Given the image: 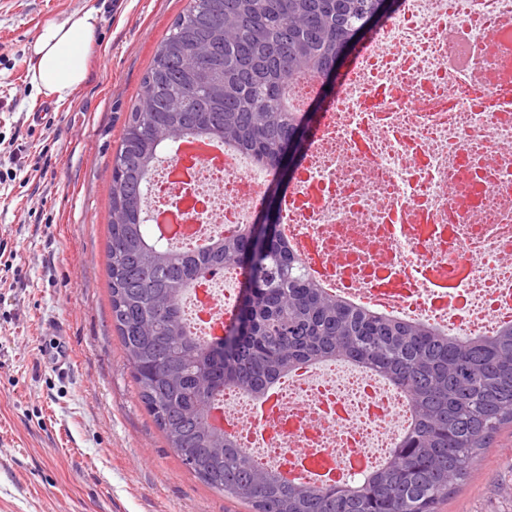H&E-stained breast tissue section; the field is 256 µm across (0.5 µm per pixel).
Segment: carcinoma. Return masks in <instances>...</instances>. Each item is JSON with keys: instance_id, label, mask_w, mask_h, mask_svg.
Listing matches in <instances>:
<instances>
[{"instance_id": "cac0c4a2", "label": "carcinoma", "mask_w": 512, "mask_h": 512, "mask_svg": "<svg viewBox=\"0 0 512 512\" xmlns=\"http://www.w3.org/2000/svg\"><path fill=\"white\" fill-rule=\"evenodd\" d=\"M398 0H189L157 44L112 159L107 269L112 319L167 444L211 489L253 512H435L512 423V323L455 336L356 307L325 291L278 230L326 89L350 50ZM316 80L317 104L289 106L287 88ZM205 135L269 174L259 221L200 246L173 248L146 223L143 184L161 152ZM245 273L224 342L195 335L182 309L197 278ZM365 368L402 393L411 422L389 456L347 485L288 482L206 413L234 388L271 392L302 365Z\"/></svg>"}]
</instances>
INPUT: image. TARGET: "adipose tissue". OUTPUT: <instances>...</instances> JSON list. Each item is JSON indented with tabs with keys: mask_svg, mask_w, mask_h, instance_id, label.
<instances>
[{
	"mask_svg": "<svg viewBox=\"0 0 512 512\" xmlns=\"http://www.w3.org/2000/svg\"><path fill=\"white\" fill-rule=\"evenodd\" d=\"M95 23V13L87 11L42 28L30 47L31 82L40 93L65 101L81 86Z\"/></svg>",
	"mask_w": 512,
	"mask_h": 512,
	"instance_id": "ef3b65f1",
	"label": "adipose tissue"
}]
</instances>
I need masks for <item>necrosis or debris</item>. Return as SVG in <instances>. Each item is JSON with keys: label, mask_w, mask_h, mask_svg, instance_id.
I'll list each match as a JSON object with an SVG mask.
<instances>
[{"label": "necrosis or debris", "mask_w": 512, "mask_h": 512, "mask_svg": "<svg viewBox=\"0 0 512 512\" xmlns=\"http://www.w3.org/2000/svg\"><path fill=\"white\" fill-rule=\"evenodd\" d=\"M268 173L229 152L223 165L165 178L169 199H190L181 220L201 237L249 221ZM288 238L320 283L364 294L368 308L403 320L440 311L459 333L512 318V0H402L338 84L288 188ZM191 291L194 316L223 328L238 275ZM276 414L248 412L228 392L220 409L240 448L266 466L306 453L352 459L394 447L405 399L362 369L303 366Z\"/></svg>", "instance_id": "necrosis-or-debris-1"}]
</instances>
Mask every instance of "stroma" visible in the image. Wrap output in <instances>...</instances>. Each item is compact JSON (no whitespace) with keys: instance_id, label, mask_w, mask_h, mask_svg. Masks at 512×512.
Returning a JSON list of instances; mask_svg holds the SVG:
<instances>
[{"instance_id":"1","label":"stroma","mask_w":512,"mask_h":512,"mask_svg":"<svg viewBox=\"0 0 512 512\" xmlns=\"http://www.w3.org/2000/svg\"><path fill=\"white\" fill-rule=\"evenodd\" d=\"M189 0H0V512H250L186 468L141 403L112 320V158L154 50ZM94 11L83 84L45 103L29 46ZM67 333L55 337L48 325ZM70 368L58 372V355ZM438 512H512V425Z\"/></svg>"}]
</instances>
